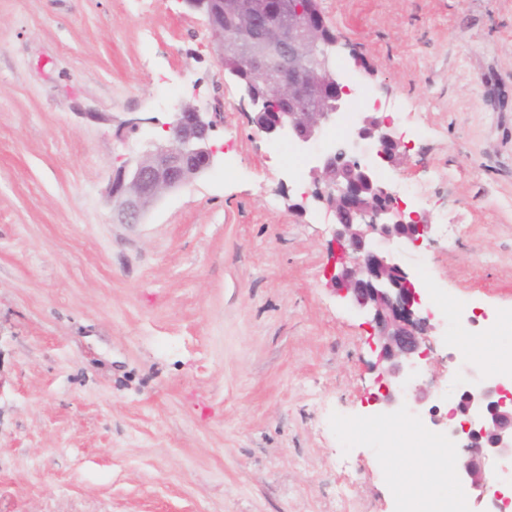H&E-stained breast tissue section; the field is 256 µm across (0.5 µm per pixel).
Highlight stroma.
Returning <instances> with one entry per match:
<instances>
[{"mask_svg":"<svg viewBox=\"0 0 512 512\" xmlns=\"http://www.w3.org/2000/svg\"><path fill=\"white\" fill-rule=\"evenodd\" d=\"M337 69L393 120L381 180L430 231L404 265L456 396V324L512 356V0H319ZM215 163L117 223L106 189L171 103ZM185 0H0V512H402L435 467L368 405L372 328L331 285L334 218L258 134ZM140 117L129 139L119 124Z\"/></svg>","mask_w":512,"mask_h":512,"instance_id":"obj_1","label":"stroma"}]
</instances>
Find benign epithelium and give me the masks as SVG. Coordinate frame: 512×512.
Instances as JSON below:
<instances>
[{"label": "benign epithelium", "mask_w": 512, "mask_h": 512, "mask_svg": "<svg viewBox=\"0 0 512 512\" xmlns=\"http://www.w3.org/2000/svg\"><path fill=\"white\" fill-rule=\"evenodd\" d=\"M248 42L256 49L241 60H223L224 74L236 84L240 103L268 138H289L305 148L322 139L336 122L351 93L332 67L341 44L318 8L317 0H249ZM224 103L211 112L180 106L163 135L120 168L107 194L122 224H137L161 194L200 176L214 163L209 132L222 117ZM374 146L379 162L395 165L401 140L379 112H362L347 138L329 143L310 174L314 198L335 220L340 257L327 275L351 307L369 318L378 349L374 372L379 393L373 404L397 412L418 407L430 389L415 374L427 356L432 326L420 316L422 292L402 265L403 247L429 231L426 217L405 212L360 148ZM495 379L482 377L460 386L453 413L465 417L452 439L462 449L452 477L480 504L492 488L491 461L512 459V403Z\"/></svg>", "instance_id": "1"}]
</instances>
